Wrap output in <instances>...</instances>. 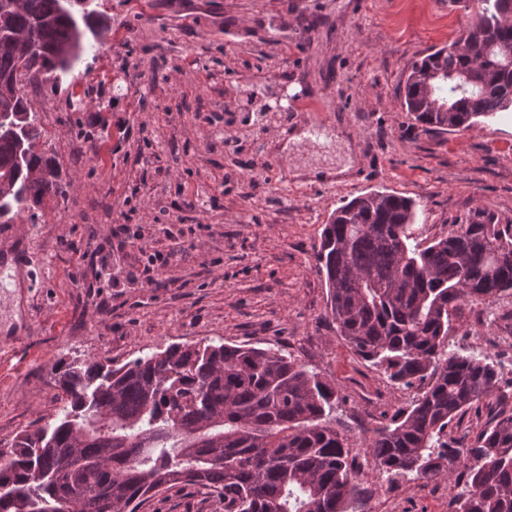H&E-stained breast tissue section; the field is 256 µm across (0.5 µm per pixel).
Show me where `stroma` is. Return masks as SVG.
Instances as JSON below:
<instances>
[{"mask_svg":"<svg viewBox=\"0 0 512 512\" xmlns=\"http://www.w3.org/2000/svg\"><path fill=\"white\" fill-rule=\"evenodd\" d=\"M100 30L74 70L29 92L65 197L23 213V245L43 276L13 275L0 294V446L55 424L54 366L123 365L174 343L274 348L320 372L359 471L350 512H450L447 479L390 480L365 437L410 407L355 355L326 317L315 269L324 224L352 198L387 190L414 200L428 242L474 208L512 221V112L467 130L421 128L399 102L413 62L450 44L470 12L448 0H93ZM348 132L338 144L274 149L301 130L293 111ZM353 157L348 177L299 176L300 164ZM117 275L151 254V279L93 281L99 248ZM451 338L512 369V295L467 304ZM138 512H224L205 486L162 490Z\"/></svg>","mask_w":512,"mask_h":512,"instance_id":"35a3bbf8","label":"stroma"}]
</instances>
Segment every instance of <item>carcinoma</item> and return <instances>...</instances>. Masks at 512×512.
I'll return each instance as SVG.
<instances>
[{
	"label": "carcinoma",
	"instance_id": "1",
	"mask_svg": "<svg viewBox=\"0 0 512 512\" xmlns=\"http://www.w3.org/2000/svg\"><path fill=\"white\" fill-rule=\"evenodd\" d=\"M0 0V28L26 33L23 54L0 37V180L15 186L4 223L63 197L53 155L15 77L55 83L85 50L94 12L83 0ZM458 40L414 62L402 107L427 129H470L512 112V0H477ZM416 204L381 191L356 197L323 227L316 271L326 315L354 353L419 395L366 440L393 480L445 477L461 490L450 512H512V378L493 360L449 348L462 305L512 292V222L478 206L421 246ZM62 416L0 448V512H137L178 484L219 492L224 512H347L357 472L332 412L336 387L272 348L173 344L119 368L57 367ZM498 407L468 442L449 437L481 404Z\"/></svg>",
	"mask_w": 512,
	"mask_h": 512
}]
</instances>
